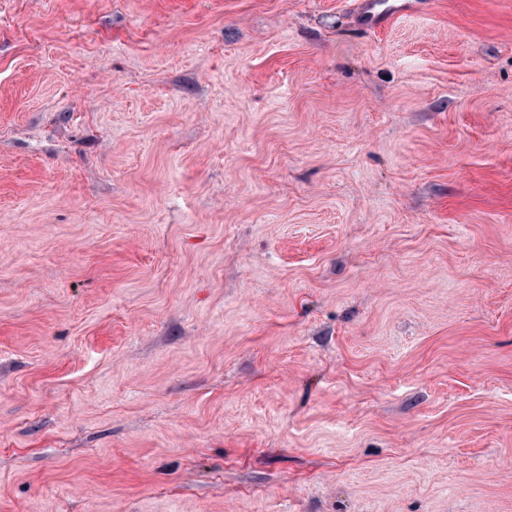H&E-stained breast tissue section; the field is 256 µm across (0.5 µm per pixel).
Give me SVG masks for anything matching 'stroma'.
Segmentation results:
<instances>
[{"mask_svg": "<svg viewBox=\"0 0 512 512\" xmlns=\"http://www.w3.org/2000/svg\"><path fill=\"white\" fill-rule=\"evenodd\" d=\"M0 0V512H512V0ZM420 5L416 0H363L359 24L364 30L374 31L395 17L419 11Z\"/></svg>", "mask_w": 512, "mask_h": 512, "instance_id": "1", "label": "stroma"}]
</instances>
